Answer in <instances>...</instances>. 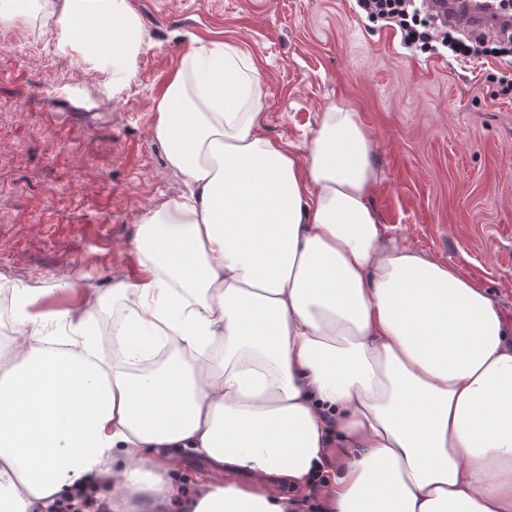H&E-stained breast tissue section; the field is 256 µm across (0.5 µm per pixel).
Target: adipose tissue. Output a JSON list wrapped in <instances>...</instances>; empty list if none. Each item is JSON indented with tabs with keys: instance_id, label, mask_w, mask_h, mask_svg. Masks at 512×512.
I'll list each match as a JSON object with an SVG mask.
<instances>
[{
	"instance_id": "1",
	"label": "adipose tissue",
	"mask_w": 512,
	"mask_h": 512,
	"mask_svg": "<svg viewBox=\"0 0 512 512\" xmlns=\"http://www.w3.org/2000/svg\"><path fill=\"white\" fill-rule=\"evenodd\" d=\"M79 54L128 73L143 29L127 0H48ZM249 52L182 55L152 132L189 193L137 226L140 273L107 291H15L0 342V512L93 489L112 512H512V327L458 268L383 224L359 114L322 112L300 148L262 132ZM112 310L105 360L96 310ZM165 353L155 373L129 367ZM348 454L340 474L329 449ZM292 495L270 492V480Z\"/></svg>"
}]
</instances>
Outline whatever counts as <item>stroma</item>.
Segmentation results:
<instances>
[{
	"label": "stroma",
	"mask_w": 512,
	"mask_h": 512,
	"mask_svg": "<svg viewBox=\"0 0 512 512\" xmlns=\"http://www.w3.org/2000/svg\"><path fill=\"white\" fill-rule=\"evenodd\" d=\"M144 29L132 73L67 47L28 0L0 21V338L22 285L137 269L143 215L183 188L152 133L179 57L232 40L269 88L262 131L299 144L330 104L358 112L378 174L373 202L429 257L474 278L512 324V90L503 59L464 61L403 43L355 0H128Z\"/></svg>",
	"instance_id": "1"
}]
</instances>
